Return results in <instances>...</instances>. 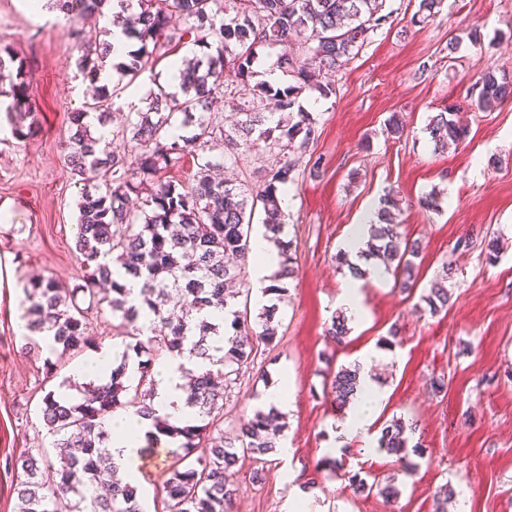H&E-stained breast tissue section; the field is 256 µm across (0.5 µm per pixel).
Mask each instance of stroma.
Wrapping results in <instances>:
<instances>
[{"instance_id": "35a3bbf8", "label": "stroma", "mask_w": 512, "mask_h": 512, "mask_svg": "<svg viewBox=\"0 0 512 512\" xmlns=\"http://www.w3.org/2000/svg\"><path fill=\"white\" fill-rule=\"evenodd\" d=\"M391 25L372 34L358 56L328 78L335 95L309 91L299 100L318 121L319 137L308 153L321 173L299 161L288 185L287 237L295 252L296 278L278 303L282 326L274 346H259L256 358L224 403L225 432L263 407L280 375L291 385L280 450L245 460L235 475L234 512H282L307 491L310 512H434L445 487L469 512H512V101L474 112L469 99L487 67L512 76V0H445L428 22L411 25L418 0H386ZM456 51H449L451 39ZM0 45L25 64L33 137L0 134V207L12 219L0 223V512H15L13 488L20 473L11 459L51 445L40 403L72 377L71 366L48 371L55 352L22 351L14 321L23 307L29 277L55 279L66 288L84 274L74 254L76 202L82 184L64 160L68 116L88 94L76 66L74 39L57 12L35 17L25 0H0ZM169 57L158 59L124 87L112 109L109 130L125 127L133 90L164 80ZM459 108L468 138L446 152L433 151L425 127L431 115ZM399 115L405 132L387 137L385 124ZM400 200L396 217L403 234L421 241L420 283L412 293L392 280L365 281V317L350 323L345 344L325 330L341 313L349 281L336 255L353 225L378 210L385 193ZM438 193L439 210L419 201ZM500 240L488 263L483 238ZM473 244L455 250L461 236ZM455 268L447 286L446 311L430 314L420 295L446 266ZM383 351L374 381L385 399L370 426L380 432L394 417L413 424L407 462L364 447L361 438L337 435L345 413L329 396L330 373ZM445 387L435 391L433 379ZM335 457L336 472L317 470ZM394 480L397 499L354 492L348 478Z\"/></svg>"}]
</instances>
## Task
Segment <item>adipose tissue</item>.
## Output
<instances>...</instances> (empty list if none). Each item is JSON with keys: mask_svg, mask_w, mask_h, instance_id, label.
Returning <instances> with one entry per match:
<instances>
[{"mask_svg": "<svg viewBox=\"0 0 512 512\" xmlns=\"http://www.w3.org/2000/svg\"><path fill=\"white\" fill-rule=\"evenodd\" d=\"M198 368V363L180 358L160 361L155 367L157 387L153 398L154 416H144L132 409L121 410L113 415L110 421L112 461L129 478H136L144 448L155 443L160 436L154 426L155 416L167 417L171 424L179 427L195 424V412L185 404L183 372ZM382 399V392L368 373H360L359 391L339 426L340 432L351 436L366 435Z\"/></svg>", "mask_w": 512, "mask_h": 512, "instance_id": "1", "label": "adipose tissue"}]
</instances>
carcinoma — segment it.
I'll use <instances>...</instances> for the list:
<instances>
[{
	"label": "carcinoma",
	"instance_id": "obj_1",
	"mask_svg": "<svg viewBox=\"0 0 512 512\" xmlns=\"http://www.w3.org/2000/svg\"><path fill=\"white\" fill-rule=\"evenodd\" d=\"M65 13L80 52L78 69L94 81L105 67L110 44L104 39L86 43L75 23L85 15L112 10V26L118 27L139 47L128 58L112 65L122 77L136 79L153 65L155 55L171 46L172 16L179 15L189 26L194 41L209 38L220 43L215 57L182 60V96L157 86L146 111L134 113L120 140L106 142L94 136L87 121L90 114L107 124L118 86L102 88L83 109L72 112L73 130L65 161L74 175L91 174L100 180L77 202L76 258L87 268L86 279L70 290L58 288L51 278H33L23 286L27 334L23 349L40 351V340L52 338L59 349L60 367L71 356L102 344L91 334L86 313L107 305L120 319L118 335L124 350L112 359L106 382L83 387L82 397L60 403L48 392L41 401V414L54 440L52 451L43 448L15 461L22 471L14 488L17 512H143L137 488L117 475L107 450L111 432L106 416L112 409L131 405L148 409L155 394L154 364L160 358L180 357L208 366L201 373H185V404L195 410L199 425L177 428L166 425L160 432L180 438L175 459L162 481L161 512H231L236 488L233 475L240 462L263 456L278 448L286 423L274 408H258L240 424L231 437H224V399L238 384L242 372L254 362L258 349L250 336L249 297L244 269L251 245V215L262 207L265 238L277 249L280 269L270 291L283 296L286 280L294 276L292 244L283 237L285 213L279 193L288 187L296 167V155L307 152L318 138L317 120L311 112L295 109L307 91L323 97L334 85L319 80L355 58L371 33L389 23L382 13L383 0H252L254 6L228 18L219 0H54ZM444 0H419L411 23L428 21ZM300 43L302 53L286 58L295 74L294 83L281 88L267 82L249 84L254 71L255 47ZM230 60H224V55ZM230 65L237 84L229 93L237 96L243 119L226 131L219 120L218 94L224 88V65ZM11 101L6 115L11 133L18 140L32 134L33 113L27 111V82L23 62L6 46L0 47V95ZM512 100V77L492 68L475 83L473 103L482 112ZM183 115V125L194 127L191 136L171 137L168 130ZM429 141L436 152H445L467 138V124L445 110L431 116ZM263 147L277 156L275 167L265 173L262 187L218 180L214 169L222 162L212 155L224 150L232 162ZM186 154L196 155L197 170L192 181L176 184L163 180L162 172L176 166ZM142 197L133 210L129 197ZM396 197L383 198L377 222L370 224L362 258L366 269L352 266L346 253L336 260L359 278L370 274L374 263L393 270L398 285L413 287L417 276L420 246L403 237L395 222ZM453 268L430 285L421 296L429 312L448 310L451 295L447 282ZM141 284L139 303H132L126 285L114 275ZM89 298L88 307L77 304L78 295ZM274 304L263 306L255 324L256 340L265 345L278 338L281 320ZM350 328L348 317L331 318L326 335L341 344ZM224 337V354H215L214 336ZM136 375H127L128 363ZM358 367H342L332 377L331 395L336 406L346 407L359 383ZM413 433L402 418L389 420L381 430L379 447L406 459ZM355 489H377L391 499L399 494L394 481L369 484L352 476ZM102 488V494H89Z\"/></svg>",
	"mask_w": 512,
	"mask_h": 512
}]
</instances>
